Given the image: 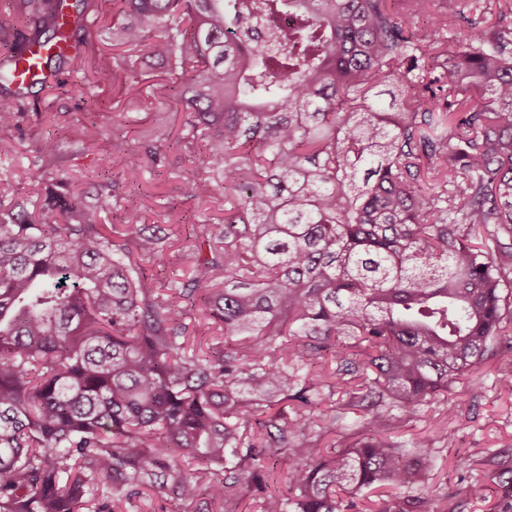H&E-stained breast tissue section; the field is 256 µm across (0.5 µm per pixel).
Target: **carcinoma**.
Here are the masks:
<instances>
[{
    "instance_id": "obj_1",
    "label": "carcinoma",
    "mask_w": 512,
    "mask_h": 512,
    "mask_svg": "<svg viewBox=\"0 0 512 512\" xmlns=\"http://www.w3.org/2000/svg\"><path fill=\"white\" fill-rule=\"evenodd\" d=\"M492 6L112 0L123 53L83 94L110 83L117 114L153 110L136 52L167 63L185 147L206 141L190 198L222 196L224 223L186 237L193 274L165 284L145 268L165 228L136 209L100 222L124 200L112 169L133 184L140 155L83 135L100 170L88 207L44 145L56 188L37 212L0 208V512H81L102 488L96 512L148 490L216 512H352L370 490L371 512H456L425 491L435 438L391 433L451 414L448 393L489 358L512 389V28L484 26ZM448 11L468 31L452 50ZM71 12L22 0L12 77L33 45L54 50L46 75L68 63ZM14 97L0 129L27 110ZM195 309L223 336L201 353ZM483 465L500 480L512 452Z\"/></svg>"
}]
</instances>
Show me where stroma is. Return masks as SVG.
Listing matches in <instances>:
<instances>
[{
	"mask_svg": "<svg viewBox=\"0 0 512 512\" xmlns=\"http://www.w3.org/2000/svg\"><path fill=\"white\" fill-rule=\"evenodd\" d=\"M87 30L79 32L80 50L61 71L58 89L34 86L27 92L28 109L19 129L0 132V177L8 179L12 196L19 201L43 200L46 181L37 180L46 159L45 143L54 142L66 154L68 177L83 193L86 203L94 201L92 157L73 154V144L91 128H101L108 144L120 143L131 153L156 152V164H144L135 184L122 183L125 208L140 209L149 224H176L183 235L193 232L203 217L224 215L223 200L200 211L189 197L188 178L195 168V155L182 145V113L157 108L150 112L123 113L113 123V90L103 86L96 102L82 96L92 82L100 53L112 50V0H87ZM181 239L173 241L162 260L150 269L164 281H179L191 271L189 253ZM480 383L457 384L449 396L455 417L423 410L393 438L409 443L424 435H435L437 451L428 484L429 492L446 491L462 512H512V490L496 488L486 499L469 494L471 485L484 480L483 459L491 452H512V391L498 381L494 361L484 362L475 372Z\"/></svg>",
	"mask_w": 512,
	"mask_h": 512,
	"instance_id": "stroma-1",
	"label": "stroma"
}]
</instances>
